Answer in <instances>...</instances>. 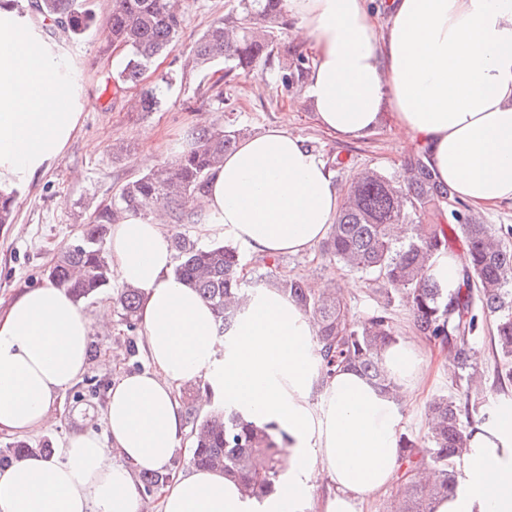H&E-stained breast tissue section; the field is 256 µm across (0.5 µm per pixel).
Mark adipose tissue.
Here are the masks:
<instances>
[{"mask_svg": "<svg viewBox=\"0 0 512 512\" xmlns=\"http://www.w3.org/2000/svg\"><path fill=\"white\" fill-rule=\"evenodd\" d=\"M313 57L303 96L325 131L369 135L383 117L426 148L439 181L483 208L512 201V0H287ZM69 64L16 15L0 9V188L24 184L61 155L94 102L65 83ZM341 206L318 153L287 126L243 138L212 170L197 202L202 239L227 237L261 256L306 253ZM107 251L119 281L140 289L148 369L112 382L106 435L72 434L62 461L0 470V512H140L133 473L164 468L186 433L176 391L207 385L244 415L288 435L287 481L262 505L232 478L189 469L160 489L161 512H361L399 477L405 403L430 362L398 338L383 364L400 399L355 369L323 374L315 321L281 291L253 295L232 337L198 292L179 282L167 225L132 213ZM90 321L65 289L26 290L0 314V433L51 421L52 403L89 368ZM458 488L435 512H512V406L470 427Z\"/></svg>", "mask_w": 512, "mask_h": 512, "instance_id": "adipose-tissue-1", "label": "adipose tissue"}]
</instances>
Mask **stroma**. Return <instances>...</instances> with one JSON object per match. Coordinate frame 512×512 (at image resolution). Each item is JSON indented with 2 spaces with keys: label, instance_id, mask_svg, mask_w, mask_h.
Returning a JSON list of instances; mask_svg holds the SVG:
<instances>
[{
  "label": "stroma",
  "instance_id": "stroma-1",
  "mask_svg": "<svg viewBox=\"0 0 512 512\" xmlns=\"http://www.w3.org/2000/svg\"><path fill=\"white\" fill-rule=\"evenodd\" d=\"M236 0H182L185 22L177 45L156 58L142 81L143 87L161 85L162 104L157 111L138 108L139 90L120 85L117 75L125 52L108 40L104 28L72 40L58 27L42 31L44 40L59 45L74 66L78 81L94 97L95 109L82 112L73 137L50 166L18 188L15 220L0 226V311L23 289L47 284L46 271L60 249L76 242L84 224L99 206L107 204L127 181L150 166L171 162L185 130L217 127L227 123L249 135L271 126L288 125L326 161L339 188H346L361 169L375 167L391 173L405 159L420 152L390 119L369 135L346 141L322 131L303 99L302 86L284 90L279 68L301 56L292 30L291 16L280 19L278 52L264 70L236 71L223 82V98H216L212 84L223 64L197 65L189 52L216 19L224 17ZM152 133V155L144 153V135ZM281 271L312 277L320 288H343L349 271L340 269L320 252L283 255ZM118 280L100 290L80 307L91 321L90 366L53 405L50 426L30 435V442L49 441L61 448L74 432L103 431L107 385L116 370L136 372L147 368L144 332L127 331L117 298ZM102 380L90 393L91 379Z\"/></svg>",
  "mask_w": 512,
  "mask_h": 512
}]
</instances>
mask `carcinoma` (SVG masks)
I'll return each instance as SVG.
<instances>
[{
	"label": "carcinoma",
	"instance_id": "obj_1",
	"mask_svg": "<svg viewBox=\"0 0 512 512\" xmlns=\"http://www.w3.org/2000/svg\"><path fill=\"white\" fill-rule=\"evenodd\" d=\"M25 18L29 9L64 25L70 38L82 37L104 22L112 42L124 47L126 61L119 79L136 86L154 59L174 48L185 17L180 0H112L104 18L81 0H12ZM286 12V0H238L224 18L214 22L191 50L196 64L223 59L225 75L253 72L268 62L277 45L275 23ZM305 72L304 59L281 75L285 89ZM162 102L156 88L141 92L139 107L155 111ZM240 130L227 127L191 132V147L173 161L123 185L112 201L84 225L75 244L65 247L47 272L50 283L85 301L109 285L112 270L102 246L106 225L127 212L144 217L166 210L171 224L193 223L190 206L203 191L209 172L233 149ZM177 253L175 275L196 288L210 305L217 330L230 332L250 292L278 287L318 325L316 353L322 370L350 366L380 392L399 396L388 377L381 354L400 336L393 307L409 311L416 336L443 348L451 356L455 392L434 397L426 411V432L420 438L397 437L402 469L391 512H434L461 475L468 452L467 428L474 420L492 419L512 403V226L486 224L439 183L426 162V152L408 159L402 173L388 175L375 168L359 172L345 190L342 206L321 251L343 269L361 273L375 284L376 306L357 316L329 288H310L298 276L268 269L251 281L241 275L245 259L230 243L200 246L177 233L171 241ZM456 257L459 283L446 288L431 273L439 255ZM141 292L122 289V321L137 328ZM489 333L492 375L479 370L477 340ZM189 462L200 469L224 472L237 479L243 493L262 502L282 482L281 458L288 437L273 424L259 425L232 407L203 415L190 409ZM50 458L54 448L44 441L32 445L17 440L0 448V469L30 455ZM428 467L437 479L425 482L419 470ZM164 473L144 472L145 494L158 491Z\"/></svg>",
	"mask_w": 512,
	"mask_h": 512
}]
</instances>
